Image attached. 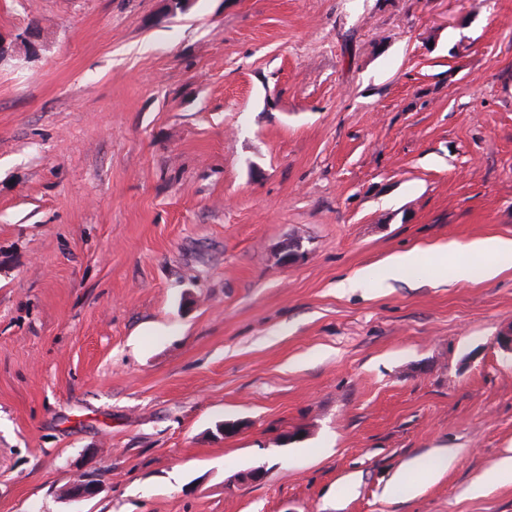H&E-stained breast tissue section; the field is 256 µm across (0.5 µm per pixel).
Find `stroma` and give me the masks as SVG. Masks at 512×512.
Segmentation results:
<instances>
[{"label":"stroma","instance_id":"1","mask_svg":"<svg viewBox=\"0 0 512 512\" xmlns=\"http://www.w3.org/2000/svg\"><path fill=\"white\" fill-rule=\"evenodd\" d=\"M165 5L0 0V512H512V0ZM449 248H459L471 253L492 256L495 258L512 257V240L500 237L483 238L462 246L452 245ZM418 263V254L415 251L397 253L387 258L384 265L383 279L389 286L390 281L402 279L411 272ZM457 455V450L439 449L433 454L413 461L409 471L419 470L428 474L439 475L448 470Z\"/></svg>","mask_w":512,"mask_h":512}]
</instances>
